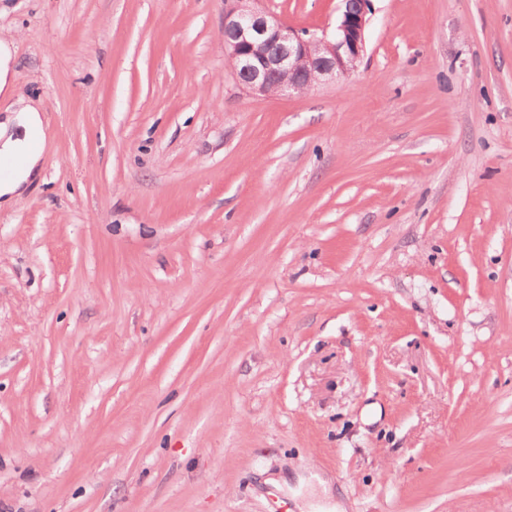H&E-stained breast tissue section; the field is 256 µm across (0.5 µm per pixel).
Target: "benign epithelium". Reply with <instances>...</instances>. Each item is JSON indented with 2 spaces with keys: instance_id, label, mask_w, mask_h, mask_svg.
<instances>
[{
  "instance_id": "1",
  "label": "benign epithelium",
  "mask_w": 512,
  "mask_h": 512,
  "mask_svg": "<svg viewBox=\"0 0 512 512\" xmlns=\"http://www.w3.org/2000/svg\"><path fill=\"white\" fill-rule=\"evenodd\" d=\"M259 2L224 0V57L247 92L307 94L357 69L366 51L371 0H341V17L331 34L297 30Z\"/></svg>"
}]
</instances>
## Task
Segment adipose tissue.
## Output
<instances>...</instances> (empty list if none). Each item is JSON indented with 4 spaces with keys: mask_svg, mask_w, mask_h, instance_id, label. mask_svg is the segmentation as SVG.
Instances as JSON below:
<instances>
[{
    "mask_svg": "<svg viewBox=\"0 0 512 512\" xmlns=\"http://www.w3.org/2000/svg\"><path fill=\"white\" fill-rule=\"evenodd\" d=\"M13 43V36L0 34V93L16 96L13 109L0 120V156L19 160L12 174L0 180V209L11 206L29 182L40 178L43 150L38 143L45 138L40 108L33 100L15 93Z\"/></svg>",
    "mask_w": 512,
    "mask_h": 512,
    "instance_id": "adipose-tissue-1",
    "label": "adipose tissue"
}]
</instances>
